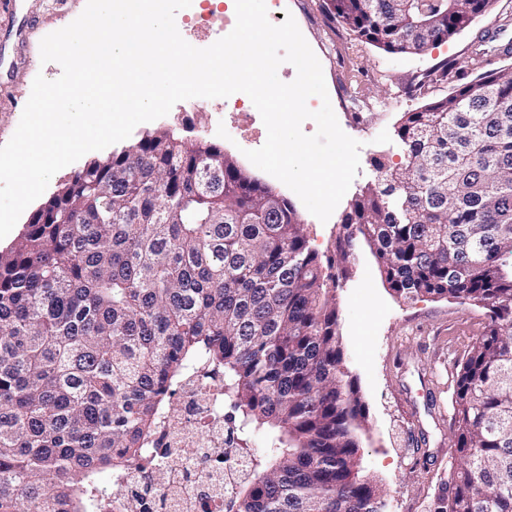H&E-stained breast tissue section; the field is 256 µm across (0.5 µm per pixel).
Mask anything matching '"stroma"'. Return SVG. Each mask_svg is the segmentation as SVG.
I'll list each match as a JSON object with an SVG mask.
<instances>
[{"label":"stroma","instance_id":"1","mask_svg":"<svg viewBox=\"0 0 512 512\" xmlns=\"http://www.w3.org/2000/svg\"><path fill=\"white\" fill-rule=\"evenodd\" d=\"M85 6L86 0H0V145L13 136L36 75L54 80L62 73L58 63H42V38L70 24ZM210 8L231 16L235 0H193L175 15L181 36L195 47H208L224 35L216 26H195V17ZM277 10L293 15L321 63L328 93L353 88L370 103L359 118L350 109L336 113L341 129L362 147L357 175L328 221H319L292 190L246 158V151L265 143L266 128L260 121L245 126L221 99L179 102L168 115L136 126L131 137L174 128L220 147L248 176L291 202L312 247L323 256L332 251L354 196L374 180L372 159L388 152L402 114L450 92L449 84L427 81V74L447 60L466 63L488 29L497 33L495 65L512 67V55L501 53L512 46V0H499L493 15L414 55L390 54L356 38L331 20L325 0H278ZM422 78L424 94H408V85ZM349 267L336 305L344 362L368 423L361 474L384 488L386 512H433L435 497L459 464L450 428L456 366L482 333L487 312L450 299L397 297L361 240Z\"/></svg>","mask_w":512,"mask_h":512}]
</instances>
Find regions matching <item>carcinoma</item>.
I'll use <instances>...</instances> for the list:
<instances>
[{
  "label": "carcinoma",
  "instance_id": "1",
  "mask_svg": "<svg viewBox=\"0 0 512 512\" xmlns=\"http://www.w3.org/2000/svg\"><path fill=\"white\" fill-rule=\"evenodd\" d=\"M496 4L328 11L387 53L418 54ZM494 51L480 37L469 81L441 66L454 90L403 113L325 260L293 205L214 144L154 132L74 172L0 251V512H95L201 363L224 372L248 458L224 512H385L360 476L366 416L337 330L357 238L400 297L487 310L457 364L460 463L434 512H512V67Z\"/></svg>",
  "mask_w": 512,
  "mask_h": 512
}]
</instances>
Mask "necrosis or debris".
I'll list each match as a JSON object with an SVG mask.
<instances>
[{
	"label": "necrosis or debris",
	"mask_w": 512,
	"mask_h": 512,
	"mask_svg": "<svg viewBox=\"0 0 512 512\" xmlns=\"http://www.w3.org/2000/svg\"><path fill=\"white\" fill-rule=\"evenodd\" d=\"M223 378L203 367L170 390V409L149 445L153 466L131 465L100 512H224V477L247 461L232 449Z\"/></svg>",
	"instance_id": "obj_1"
}]
</instances>
